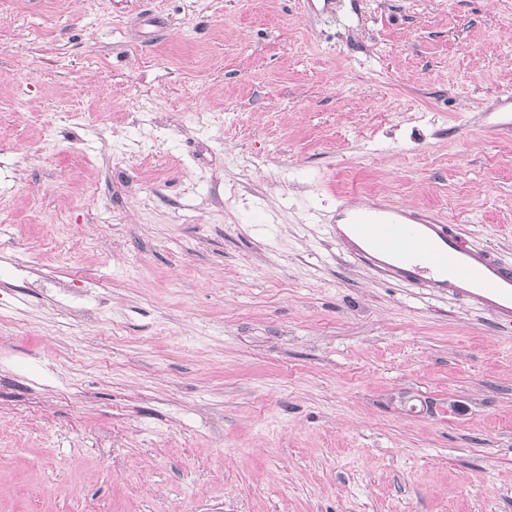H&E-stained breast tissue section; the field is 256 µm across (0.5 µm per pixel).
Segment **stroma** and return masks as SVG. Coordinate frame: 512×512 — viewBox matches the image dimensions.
<instances>
[{
    "instance_id": "35a3bbf8",
    "label": "stroma",
    "mask_w": 512,
    "mask_h": 512,
    "mask_svg": "<svg viewBox=\"0 0 512 512\" xmlns=\"http://www.w3.org/2000/svg\"><path fill=\"white\" fill-rule=\"evenodd\" d=\"M512 0H0V512H512ZM342 216L354 258L397 279L464 293L495 318L512 319V268L464 248L447 224L425 221L411 207L341 206L336 222Z\"/></svg>"
}]
</instances>
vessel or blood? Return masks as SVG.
<instances>
[{"label": "vessel or blood", "mask_w": 512, "mask_h": 512, "mask_svg": "<svg viewBox=\"0 0 512 512\" xmlns=\"http://www.w3.org/2000/svg\"><path fill=\"white\" fill-rule=\"evenodd\" d=\"M350 229V254L391 277L468 295L500 320L512 319V268L462 246L447 225L412 208L340 207Z\"/></svg>", "instance_id": "b4317fda"}]
</instances>
